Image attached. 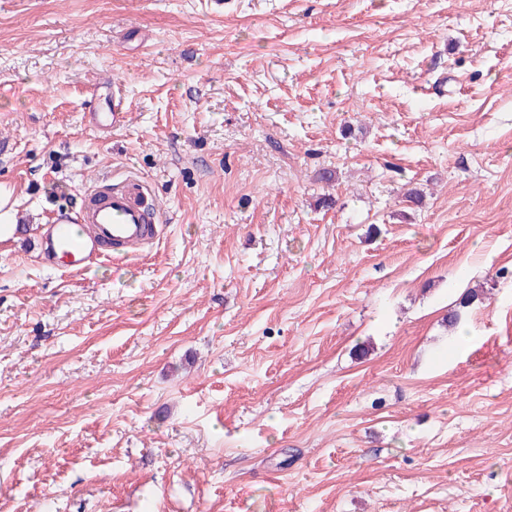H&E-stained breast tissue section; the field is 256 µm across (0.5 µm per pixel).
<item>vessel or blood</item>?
I'll return each instance as SVG.
<instances>
[{"label": "vessel or blood", "instance_id": "vessel-or-blood-1", "mask_svg": "<svg viewBox=\"0 0 512 512\" xmlns=\"http://www.w3.org/2000/svg\"><path fill=\"white\" fill-rule=\"evenodd\" d=\"M91 118L102 125H123L121 88L112 91L111 113L95 112ZM159 233L156 213L145 204L144 186L129 179L89 193L78 212H58L50 223L42 225L39 254L52 265L66 260L68 270L78 272L109 256L142 249Z\"/></svg>", "mask_w": 512, "mask_h": 512}]
</instances>
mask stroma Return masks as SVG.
Instances as JSON below:
<instances>
[{"instance_id":"obj_1","label":"stroma","mask_w":512,"mask_h":512,"mask_svg":"<svg viewBox=\"0 0 512 512\" xmlns=\"http://www.w3.org/2000/svg\"><path fill=\"white\" fill-rule=\"evenodd\" d=\"M2 141L0 512H512V0H0ZM145 189L138 180L128 179L86 195L75 217L59 211L50 223L41 225L40 256L53 267L58 259H66L67 270L78 272L96 261L126 256L151 244L161 224L145 204Z\"/></svg>"}]
</instances>
